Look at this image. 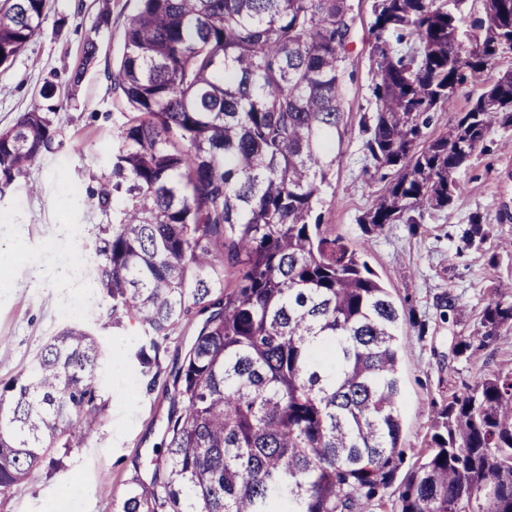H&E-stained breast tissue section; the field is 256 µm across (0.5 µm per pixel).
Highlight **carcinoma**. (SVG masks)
<instances>
[{
    "instance_id": "obj_1",
    "label": "carcinoma",
    "mask_w": 512,
    "mask_h": 512,
    "mask_svg": "<svg viewBox=\"0 0 512 512\" xmlns=\"http://www.w3.org/2000/svg\"><path fill=\"white\" fill-rule=\"evenodd\" d=\"M0 67L40 33L49 0H6ZM487 31L512 34V0H484ZM375 111L363 150L392 170L362 233L448 207L454 172L497 125H512V72L447 130L437 112L495 58L490 38L448 44V0H373ZM349 0H138L110 79L127 121L89 191L105 324L134 321L133 354L155 385L162 343L207 318L171 375L165 451L115 512H370L396 477L403 433L400 325L365 252L318 212L348 126ZM87 34L67 88L47 81L0 132V198L55 149L51 114L97 63ZM479 217L468 246L488 239ZM512 328V281L491 290L452 355L470 360ZM105 352L71 323L30 369L0 382V505L88 437L106 403ZM395 512H512V368L483 374L437 412Z\"/></svg>"
}]
</instances>
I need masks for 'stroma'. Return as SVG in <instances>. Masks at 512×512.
Listing matches in <instances>:
<instances>
[{"label": "stroma", "instance_id": "35a3bbf8", "mask_svg": "<svg viewBox=\"0 0 512 512\" xmlns=\"http://www.w3.org/2000/svg\"><path fill=\"white\" fill-rule=\"evenodd\" d=\"M353 41L344 76L348 132L340 146L329 185L323 191V221L355 245H366V259L381 282L413 317L400 332L402 463L410 471L431 433L432 419L449 397L477 376L512 367V329L502 331L494 350L474 360L453 358L455 336L469 332L490 298L497 280L512 279V254L497 248L512 239V126L495 127L482 146L454 174L458 191L452 205L427 210L417 227L390 224L364 238L357 218L382 192L388 169L366 159L362 126L374 105V70L369 33L372 0H350ZM43 31L10 67H0V131L26 112L47 78L65 82L82 52L86 34L97 29L99 64L89 71L75 100L53 116L59 131L53 153L30 167L27 183L0 199V251L10 258V281L0 285V381L24 372L50 336L78 321L88 326L104 349L117 353L96 381L106 402L104 418L65 459L53 477L37 469L0 512H114L131 479H151L170 412L163 380L147 387L131 357L141 329L101 325L110 302L96 284L98 226L105 218L86 203L101 170L112 166V144L125 121L116 92L105 72L123 50L125 25L136 0H51ZM110 22L99 25L102 7ZM512 71V51L501 52L480 80L461 85L453 102L438 114L432 132L446 130L459 113L504 72ZM491 225L490 237L466 246L464 233L473 217ZM79 224L83 235L62 236L60 225ZM86 257L85 277L61 288L55 272L75 253ZM42 279L32 283L31 272ZM95 297L77 308L83 295ZM454 295L464 311L461 322L444 321L441 297Z\"/></svg>", "mask_w": 512, "mask_h": 512}]
</instances>
